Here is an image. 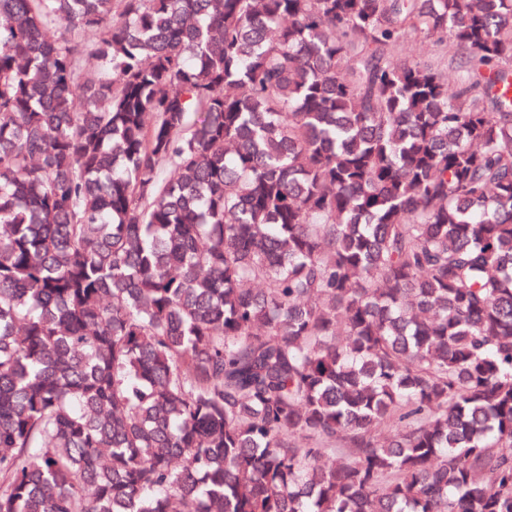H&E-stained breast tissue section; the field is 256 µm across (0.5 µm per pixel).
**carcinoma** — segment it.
<instances>
[{"label":"carcinoma","mask_w":512,"mask_h":512,"mask_svg":"<svg viewBox=\"0 0 512 512\" xmlns=\"http://www.w3.org/2000/svg\"><path fill=\"white\" fill-rule=\"evenodd\" d=\"M0 512H512V0H0Z\"/></svg>","instance_id":"carcinoma-1"}]
</instances>
